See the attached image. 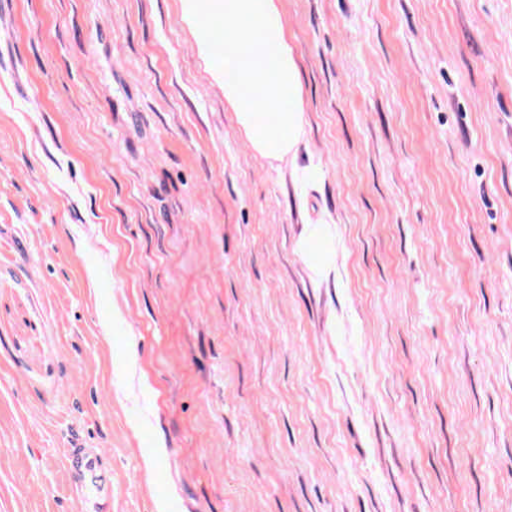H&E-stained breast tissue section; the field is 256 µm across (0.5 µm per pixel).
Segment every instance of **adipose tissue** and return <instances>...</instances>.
<instances>
[{"instance_id":"obj_1","label":"adipose tissue","mask_w":512,"mask_h":512,"mask_svg":"<svg viewBox=\"0 0 512 512\" xmlns=\"http://www.w3.org/2000/svg\"><path fill=\"white\" fill-rule=\"evenodd\" d=\"M201 54L260 156L292 154L303 133V84L280 0H180Z\"/></svg>"}]
</instances>
